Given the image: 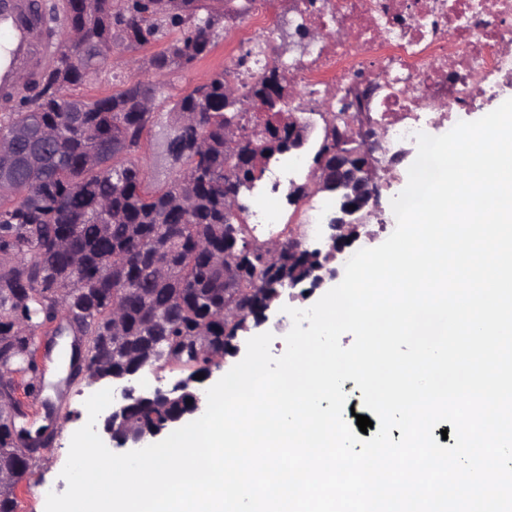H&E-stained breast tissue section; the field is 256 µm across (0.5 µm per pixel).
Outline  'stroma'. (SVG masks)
<instances>
[{"label":"stroma","instance_id":"35a3bbf8","mask_svg":"<svg viewBox=\"0 0 512 512\" xmlns=\"http://www.w3.org/2000/svg\"><path fill=\"white\" fill-rule=\"evenodd\" d=\"M224 43L216 45L203 58L177 75L160 78L162 95L158 101L159 118L162 123L172 120L170 109L175 101L190 93L198 84L208 81L215 73L224 68ZM317 300L316 295L304 294L301 288H293L291 295L281 296L269 312L263 331L272 333L273 355H281L285 350L284 337L288 333L289 317L282 308L288 303L311 306ZM69 340L57 338L50 353L40 354L37 358L41 376L35 392L22 395L26 416L23 425L30 433L43 428L53 432L52 441L35 453V466L31 475L20 483L17 489V512H45L48 491L63 493L66 481L60 473L66 463L73 433L87 421L86 400L98 392V385H86L83 381L62 385L61 380L67 374L69 361Z\"/></svg>","mask_w":512,"mask_h":512}]
</instances>
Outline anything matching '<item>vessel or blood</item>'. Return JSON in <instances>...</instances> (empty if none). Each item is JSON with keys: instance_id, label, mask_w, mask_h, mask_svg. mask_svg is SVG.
Returning a JSON list of instances; mask_svg holds the SVG:
<instances>
[{"instance_id": "vessel-or-blood-1", "label": "vessel or blood", "mask_w": 512, "mask_h": 512, "mask_svg": "<svg viewBox=\"0 0 512 512\" xmlns=\"http://www.w3.org/2000/svg\"><path fill=\"white\" fill-rule=\"evenodd\" d=\"M38 0H0V112L13 111L22 93L20 71L39 81L42 61L60 40L48 18L37 17Z\"/></svg>"}]
</instances>
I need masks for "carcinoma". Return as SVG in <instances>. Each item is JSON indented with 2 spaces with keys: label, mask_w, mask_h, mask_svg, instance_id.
Here are the masks:
<instances>
[{
  "label": "carcinoma",
  "mask_w": 512,
  "mask_h": 512,
  "mask_svg": "<svg viewBox=\"0 0 512 512\" xmlns=\"http://www.w3.org/2000/svg\"><path fill=\"white\" fill-rule=\"evenodd\" d=\"M48 17L84 48L76 58L61 43L35 89L0 113V140L10 144L0 180L19 179L0 190V512H17L18 486L34 466L14 376L37 372L40 337L69 333L73 318L89 385L183 363L187 391L131 400L116 429L164 432L187 412L196 376L211 374L210 356L230 353L242 325L306 263L286 247L268 261L232 215L257 180L255 157L283 153L288 128L267 122L231 150L225 134L237 113L227 109L224 72L208 81L205 105L193 91L175 102L167 126L154 112L161 86L149 79L122 80L94 101L70 94L99 74L115 40L140 49L166 38L148 68L158 76L190 68L224 31V0H53ZM267 88L287 92L275 68L246 97L259 100ZM155 127L166 182L152 188L142 151ZM226 246L242 255L234 281L224 276Z\"/></svg>",
  "instance_id": "carcinoma-1"
}]
</instances>
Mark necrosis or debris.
<instances>
[{
    "label": "necrosis or debris",
    "instance_id": "1",
    "mask_svg": "<svg viewBox=\"0 0 512 512\" xmlns=\"http://www.w3.org/2000/svg\"><path fill=\"white\" fill-rule=\"evenodd\" d=\"M239 12L224 17L237 27L224 47V72L246 89L264 71L279 67L287 85L304 89L284 112L260 111L254 100L240 109L238 133L272 123L284 127L289 113L325 104L338 125L373 146L389 196L406 182L391 167L396 151L415 147V136L449 121L453 112L512 91V0H234ZM287 7L289 41L306 48L286 56L278 32ZM304 155L288 160L257 157L262 175L250 191L241 219L255 238L306 242L330 202L302 199L297 217L281 207V192L303 168Z\"/></svg>",
    "mask_w": 512,
    "mask_h": 512
}]
</instances>
